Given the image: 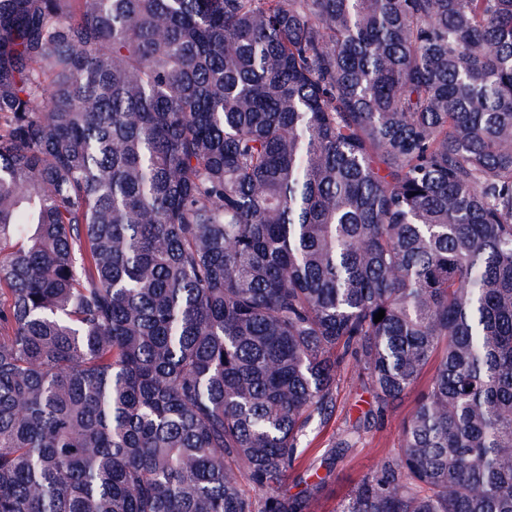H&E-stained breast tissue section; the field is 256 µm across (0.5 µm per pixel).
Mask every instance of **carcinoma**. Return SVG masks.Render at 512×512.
Listing matches in <instances>:
<instances>
[{
    "label": "carcinoma",
    "instance_id": "cac0c4a2",
    "mask_svg": "<svg viewBox=\"0 0 512 512\" xmlns=\"http://www.w3.org/2000/svg\"><path fill=\"white\" fill-rule=\"evenodd\" d=\"M0 291V512H312L349 361L512 512V0H0Z\"/></svg>",
    "mask_w": 512,
    "mask_h": 512
}]
</instances>
